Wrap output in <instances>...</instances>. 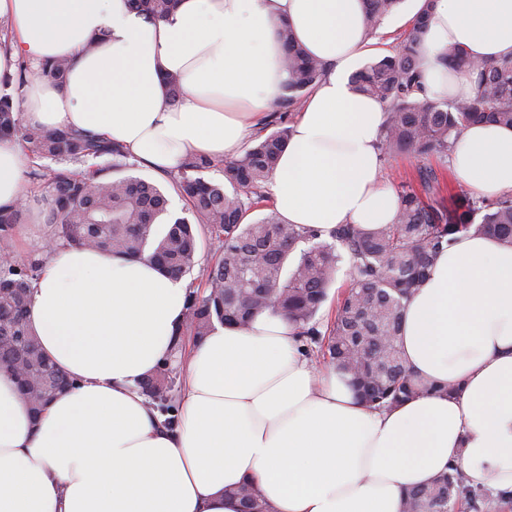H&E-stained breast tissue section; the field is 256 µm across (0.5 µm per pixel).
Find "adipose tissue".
<instances>
[{"label":"adipose tissue","mask_w":512,"mask_h":512,"mask_svg":"<svg viewBox=\"0 0 512 512\" xmlns=\"http://www.w3.org/2000/svg\"><path fill=\"white\" fill-rule=\"evenodd\" d=\"M0 18L12 27L0 77L20 58L69 64L63 84L27 87L24 125L98 135L156 172L234 156L270 121L288 24L327 71L270 180L276 212L326 232L394 222L399 196L381 178L384 107L350 84L372 42L363 0H179L159 23L126 0H0ZM451 45L483 62L512 55V0H436L423 82L431 95L466 99L474 75L440 61ZM28 164L0 142V206L25 201ZM450 164L472 195L512 196V128H467ZM187 294L185 280L146 258L44 251L28 322L74 385L35 418L0 369V512H240L225 490L245 482L270 512H403L407 492L452 467L470 486L512 496V245L462 231L438 256L405 303L400 348L416 378L446 390L386 410L307 358L288 318L267 311L192 346L178 419L165 427L137 384L167 359Z\"/></svg>","instance_id":"ef3b65f1"}]
</instances>
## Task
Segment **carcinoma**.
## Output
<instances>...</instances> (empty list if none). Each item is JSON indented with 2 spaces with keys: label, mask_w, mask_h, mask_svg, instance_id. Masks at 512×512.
<instances>
[{
  "label": "carcinoma",
  "mask_w": 512,
  "mask_h": 512,
  "mask_svg": "<svg viewBox=\"0 0 512 512\" xmlns=\"http://www.w3.org/2000/svg\"><path fill=\"white\" fill-rule=\"evenodd\" d=\"M128 2L147 19L160 21L174 11L178 0ZM401 2L364 0L370 26ZM434 7L435 0H421L412 27L392 53L351 76L356 91L385 106L380 149L386 154L432 153L445 158L452 142L472 123L512 127V56L479 62L450 46L441 61L476 75L474 96L452 100L427 95L416 57ZM279 37L288 80L277 105L287 110L305 97L327 66L306 53L288 26L281 27ZM68 68L64 60H47L39 74L60 83ZM28 81L29 68L23 61L4 84L15 85L19 94ZM274 126L225 165L231 194L224 185L200 177L211 160L188 158L170 179L195 222L177 218L160 230L157 221L166 213L167 198L157 185L126 174L133 164L122 145L67 126L27 128L14 94H0V140L21 139L37 161L50 158L85 166L80 173L50 172L39 165L31 172L46 184L41 202L52 245L108 255L148 252L167 273L183 277L196 264L200 232L219 244L216 263L201 273L205 290L189 287L186 321L173 341L172 355L182 353L184 336H205L216 321L246 329L257 314L274 309L298 325L306 346L315 348L322 360L336 363L360 399L371 406L393 407L420 393L452 390L416 380L406 368L399 345L404 301L422 287L456 233L472 231L512 245V197L486 203L458 193L447 203L433 197V177L426 174L424 194L401 186L395 221L369 232L342 224L325 238L319 229L285 224L276 215L249 221L250 212L267 197V185L291 133L283 119ZM22 209L19 204L0 206V367L17 377L21 395L37 414L69 382L40 352L28 325L40 260L18 256L11 245ZM342 269L348 289L337 298L334 317L322 321L319 311ZM177 373V365L169 361L139 383L147 401L166 415L168 426L177 418ZM230 493L241 500L242 512H269L249 484ZM463 497L471 509H478V494L468 487L464 473L453 469L411 491L405 512H458Z\"/></svg>",
  "instance_id": "1"
}]
</instances>
